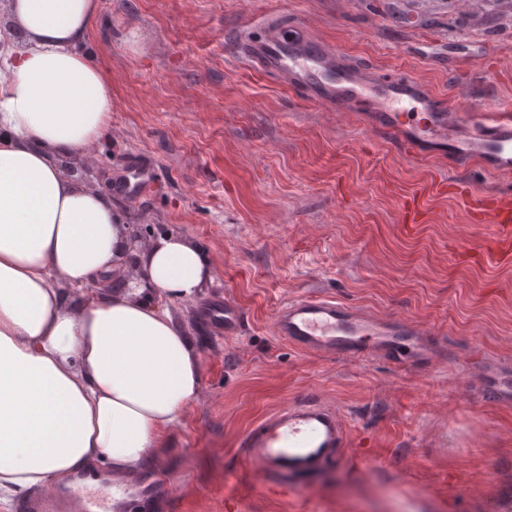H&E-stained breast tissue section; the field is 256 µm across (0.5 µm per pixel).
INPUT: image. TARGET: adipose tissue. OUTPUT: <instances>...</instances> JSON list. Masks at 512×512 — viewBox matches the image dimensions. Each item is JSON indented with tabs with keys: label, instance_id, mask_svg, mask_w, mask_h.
<instances>
[{
	"label": "adipose tissue",
	"instance_id": "1",
	"mask_svg": "<svg viewBox=\"0 0 512 512\" xmlns=\"http://www.w3.org/2000/svg\"><path fill=\"white\" fill-rule=\"evenodd\" d=\"M0 27V504L102 465L133 474L201 395L193 301L213 266L169 233L137 251L112 198L62 168L108 130L97 0H5ZM134 266L140 285L120 283Z\"/></svg>",
	"mask_w": 512,
	"mask_h": 512
}]
</instances>
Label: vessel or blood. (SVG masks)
Wrapping results in <instances>:
<instances>
[{"instance_id":"vessel-or-blood-1","label":"vessel or blood","mask_w":512,"mask_h":512,"mask_svg":"<svg viewBox=\"0 0 512 512\" xmlns=\"http://www.w3.org/2000/svg\"><path fill=\"white\" fill-rule=\"evenodd\" d=\"M241 55L260 73L274 76L291 89L306 94L322 111L343 121L354 112L373 113L374 128L394 138L403 152L425 158L426 144L444 145L456 166L471 162L503 175L512 174V114L462 112L439 104L415 76L376 74L350 65L321 42L308 37L301 26L264 24L260 36L244 31ZM422 112V125L406 122L408 112ZM473 222L487 225L491 245L488 260L512 261V194L482 192L464 183L451 184ZM225 335H237L241 314L230 302L208 312ZM276 333L303 351L336 358L386 356L404 361L432 359L434 349L426 331L391 314H372L328 296H303L282 306ZM350 432L342 413L317 397L287 404L256 421L243 435V458L257 460L271 472L314 469L327 458H343ZM79 473L56 491L40 493L23 503V512H127L129 476L100 474L88 484Z\"/></svg>"}]
</instances>
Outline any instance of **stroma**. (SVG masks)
<instances>
[{"instance_id":"35a3bbf8","label":"stroma","mask_w":512,"mask_h":512,"mask_svg":"<svg viewBox=\"0 0 512 512\" xmlns=\"http://www.w3.org/2000/svg\"><path fill=\"white\" fill-rule=\"evenodd\" d=\"M297 23L346 62L419 77L448 100L456 80L477 105L512 104V0H487L482 27L451 0H98L90 35L112 77L107 133L65 172L111 195L124 224L173 232L209 255L214 279L173 302L195 336L200 398L171 448L141 476L139 512H502L512 502V403L486 398L487 373L512 375V266L485 257L488 229L435 183L511 192L512 175L442 156L406 157L365 115L339 126L305 96L237 54L267 18ZM157 176L138 197L115 187L137 166ZM426 214L402 222L403 201ZM323 294L394 313L431 334L426 363L308 353L275 332L287 300ZM230 299L242 331L207 321ZM316 395L337 407L351 456L273 474L238 448L248 427Z\"/></svg>"}]
</instances>
